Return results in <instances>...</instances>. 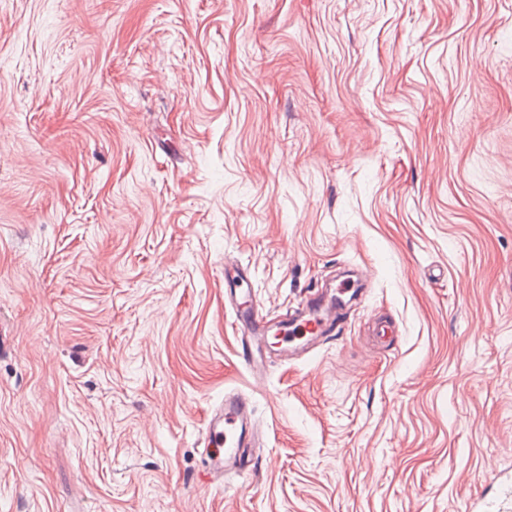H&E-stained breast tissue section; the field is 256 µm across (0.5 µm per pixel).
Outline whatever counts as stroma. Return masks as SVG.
Here are the masks:
<instances>
[{"label": "stroma", "mask_w": 512, "mask_h": 512, "mask_svg": "<svg viewBox=\"0 0 512 512\" xmlns=\"http://www.w3.org/2000/svg\"><path fill=\"white\" fill-rule=\"evenodd\" d=\"M228 256L274 323L374 278L259 385ZM234 388L272 459L207 489ZM497 470L512 0H0V512H462Z\"/></svg>", "instance_id": "obj_1"}]
</instances>
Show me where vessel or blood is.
<instances>
[{
    "label": "vessel or blood",
    "mask_w": 512,
    "mask_h": 512,
    "mask_svg": "<svg viewBox=\"0 0 512 512\" xmlns=\"http://www.w3.org/2000/svg\"><path fill=\"white\" fill-rule=\"evenodd\" d=\"M247 278L245 268L234 261L224 263V293L232 303L234 328L239 340V358L253 374L263 365L256 357L259 348L271 342L283 345L285 353L300 350L307 342L331 336L344 322V308L334 297L323 296L292 309L277 325H270L263 308L254 301L238 302L237 290ZM251 397L237 389L225 391L205 421L201 442L208 459L206 479L220 484L228 472L243 468L250 449L261 447L262 439L252 423Z\"/></svg>",
    "instance_id": "1"
}]
</instances>
